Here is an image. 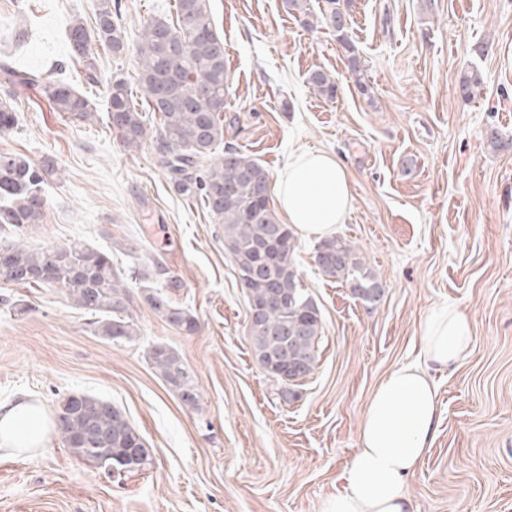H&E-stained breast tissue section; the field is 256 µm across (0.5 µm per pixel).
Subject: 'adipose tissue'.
<instances>
[{
  "instance_id": "obj_1",
  "label": "adipose tissue",
  "mask_w": 512,
  "mask_h": 512,
  "mask_svg": "<svg viewBox=\"0 0 512 512\" xmlns=\"http://www.w3.org/2000/svg\"><path fill=\"white\" fill-rule=\"evenodd\" d=\"M286 223L317 238L332 236L351 209V184L332 152L290 154L276 185ZM473 325L455 304L433 310L425 321L423 363L404 364L373 392L359 428V446L341 476L343 485L321 512H416L407 481L430 448L438 401L428 365L461 362L473 343ZM53 428L47 411L30 397L0 402V451L43 447Z\"/></svg>"
}]
</instances>
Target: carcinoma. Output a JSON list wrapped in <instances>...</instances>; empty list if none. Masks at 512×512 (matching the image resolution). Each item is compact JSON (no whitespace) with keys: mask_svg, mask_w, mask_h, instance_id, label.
Wrapping results in <instances>:
<instances>
[{"mask_svg":"<svg viewBox=\"0 0 512 512\" xmlns=\"http://www.w3.org/2000/svg\"><path fill=\"white\" fill-rule=\"evenodd\" d=\"M287 6L290 14L302 18L303 26H313L310 0H287ZM176 17L172 24L163 18L146 21L136 45L141 89L150 112L159 117L158 125L151 126L147 113L136 107L120 72L109 79L107 123L127 149H138L150 138L156 140L158 164L175 189L186 196H199L214 223L220 225L224 250L234 261L247 300L263 303L273 291L287 298L284 306L247 319V333L258 364L269 356L281 366L295 367L291 381L264 369L282 396L293 401L317 365L324 332L322 313L295 261L297 236L290 225L278 221L270 206L269 169L234 147L213 155L224 139L221 113L228 78L224 37L213 22L209 0H176ZM322 17L341 37L351 70L357 71L358 58L347 36V8L341 0H324ZM68 38L89 85L99 82L101 52L118 57L128 49L122 15L112 0H99L95 24L72 20ZM0 83L16 91L41 87L55 111L72 117L84 120L96 111L95 103L71 83L41 72L19 71L6 58H0ZM307 83L319 97H336V79L324 70L311 71ZM56 172L52 160L36 165L19 154L0 153V230H14V240L4 246L7 269H0V276L27 288L64 291L76 308L90 315L95 335L126 342L140 334L130 309L127 280H149L152 285L143 290L150 307L170 324L196 331L193 313L156 289L159 283L177 287L162 264L155 262L146 272L126 275L113 267L110 253L89 245L33 250L20 241L26 229L46 219L42 185ZM285 239L290 245L286 254L280 250ZM313 262L323 277L349 286L363 303L375 306L380 302L382 285L351 240L335 235L318 242ZM148 357L184 404H198L194 377L175 349L157 343L150 347ZM99 429L100 440L71 452L105 473L112 467L139 472L148 464L149 454L125 462L129 442L139 434L122 411L103 414Z\"/></svg>","mask_w":512,"mask_h":512,"instance_id":"cac0c4a2","label":"carcinoma"}]
</instances>
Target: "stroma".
<instances>
[{
	"label": "stroma",
	"mask_w": 512,
	"mask_h": 512,
	"mask_svg": "<svg viewBox=\"0 0 512 512\" xmlns=\"http://www.w3.org/2000/svg\"><path fill=\"white\" fill-rule=\"evenodd\" d=\"M98 0H0V55L21 70L70 81L93 99L88 120L61 116L38 87L13 100L19 121L0 153L54 157L33 248L89 244L123 270L159 260L194 333L159 318L130 282L133 342L94 335L65 293L0 278V401L21 394L55 412L68 395L121 408L152 448L144 470L110 479L51 434L29 453L0 452V512H320L341 485L377 385L421 361L423 326L453 303L474 323L469 355L433 367L435 439L408 480L417 512H512V0H350L347 35L303 27L285 0H210L226 45L224 143L280 176L293 152L339 155L352 206L338 235L357 244L384 288L375 307L328 281L316 237L299 234L296 262L323 316L314 373L283 400L251 355L247 299L217 224L179 194L156 146L126 150L107 125L108 79L137 83L134 51L101 56L85 85L67 38ZM129 43L147 20L175 21V0H120ZM335 75L334 100L307 76ZM477 72L479 94L459 91ZM368 92L360 94L358 83ZM175 348L200 391L184 405L147 359Z\"/></svg>",
	"instance_id": "35a3bbf8"
}]
</instances>
